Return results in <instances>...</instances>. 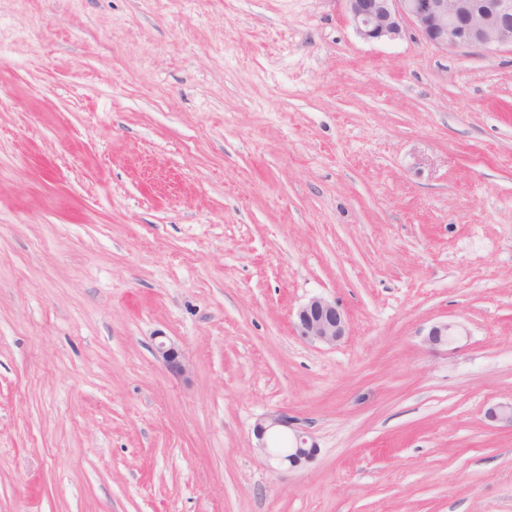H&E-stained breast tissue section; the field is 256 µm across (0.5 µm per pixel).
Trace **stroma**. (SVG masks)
<instances>
[{
  "label": "stroma",
  "mask_w": 512,
  "mask_h": 512,
  "mask_svg": "<svg viewBox=\"0 0 512 512\" xmlns=\"http://www.w3.org/2000/svg\"><path fill=\"white\" fill-rule=\"evenodd\" d=\"M314 296L336 345L293 332ZM510 402L512 50L0 0V512H512ZM275 412L311 463L256 449ZM294 329L307 343L333 346L346 336L348 322L336 301L315 296L296 312ZM154 354L173 375L181 377L188 372L183 362L182 350L174 343H167L166 341L158 342L155 346ZM288 425V416L283 413H271L261 418L254 426V435L257 439L256 448L268 459L287 462L289 466L296 467L302 460L312 459L317 448L315 445L306 447L307 440L301 434H295L291 448L281 452L273 442L277 427Z\"/></svg>",
  "instance_id": "obj_1"
}]
</instances>
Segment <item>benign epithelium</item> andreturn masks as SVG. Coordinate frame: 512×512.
Masks as SVG:
<instances>
[{
    "label": "benign epithelium",
    "mask_w": 512,
    "mask_h": 512,
    "mask_svg": "<svg viewBox=\"0 0 512 512\" xmlns=\"http://www.w3.org/2000/svg\"><path fill=\"white\" fill-rule=\"evenodd\" d=\"M358 34L369 41L393 42L412 27L427 43L440 50L481 49L493 53L512 49V0H343ZM296 335L310 344L333 346L347 334L344 310L325 297L310 298L296 312ZM451 326L442 323L432 327L427 341L432 345L452 340ZM175 376L188 372L182 350L173 343L160 341L154 349ZM485 417L512 428V403L488 408ZM288 425V416L271 413L254 426L256 448L267 458L298 466L314 457L315 446H307L301 434L294 435L291 448L279 451L273 436L276 428Z\"/></svg>",
    "instance_id": "7a95c632"
}]
</instances>
